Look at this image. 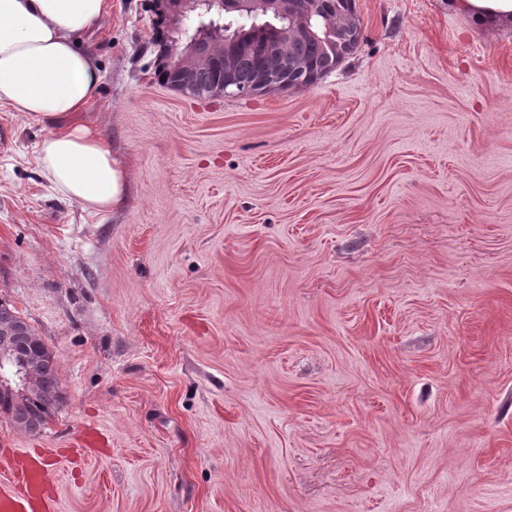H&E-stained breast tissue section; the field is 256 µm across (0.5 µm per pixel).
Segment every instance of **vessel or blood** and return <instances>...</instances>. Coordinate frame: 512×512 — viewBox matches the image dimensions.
I'll return each instance as SVG.
<instances>
[{"label":"vessel or blood","mask_w":512,"mask_h":512,"mask_svg":"<svg viewBox=\"0 0 512 512\" xmlns=\"http://www.w3.org/2000/svg\"><path fill=\"white\" fill-rule=\"evenodd\" d=\"M0 465L12 475L10 488L0 491V512H49L52 485L43 452L0 448Z\"/></svg>","instance_id":"obj_1"}]
</instances>
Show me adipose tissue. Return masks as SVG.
I'll use <instances>...</instances> for the list:
<instances>
[{"label": "adipose tissue", "mask_w": 512, "mask_h": 512, "mask_svg": "<svg viewBox=\"0 0 512 512\" xmlns=\"http://www.w3.org/2000/svg\"><path fill=\"white\" fill-rule=\"evenodd\" d=\"M106 13L107 0H0V104L57 124L38 145L39 167L62 197L95 214L120 209L129 191L100 134L68 123L100 91V60L80 38Z\"/></svg>", "instance_id": "1"}]
</instances>
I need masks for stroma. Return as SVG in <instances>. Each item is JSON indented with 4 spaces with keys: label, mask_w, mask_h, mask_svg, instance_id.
Here are the masks:
<instances>
[{
    "label": "stroma",
    "mask_w": 512,
    "mask_h": 512,
    "mask_svg": "<svg viewBox=\"0 0 512 512\" xmlns=\"http://www.w3.org/2000/svg\"><path fill=\"white\" fill-rule=\"evenodd\" d=\"M311 87L159 83L148 0L83 36L71 116L125 164L93 214L0 106V298L53 351V512H512V21L356 0ZM91 426L106 452L68 457Z\"/></svg>",
    "instance_id": "obj_1"
}]
</instances>
